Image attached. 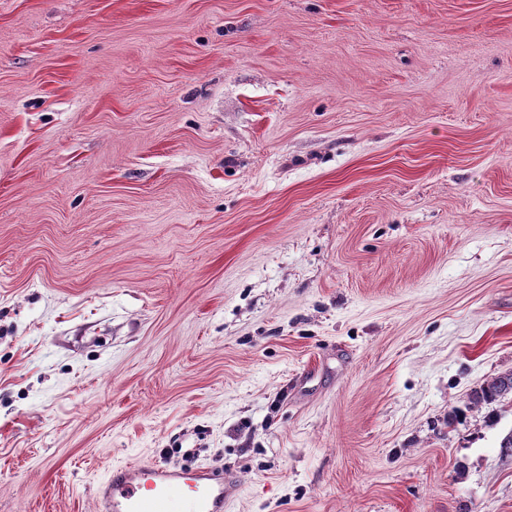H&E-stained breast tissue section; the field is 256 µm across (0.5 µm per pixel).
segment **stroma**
I'll use <instances>...</instances> for the list:
<instances>
[{
    "mask_svg": "<svg viewBox=\"0 0 512 512\" xmlns=\"http://www.w3.org/2000/svg\"><path fill=\"white\" fill-rule=\"evenodd\" d=\"M510 371L512 0H0V512H512ZM507 396L512 398V373H505L487 381L469 396V400L473 405L491 404ZM238 493L236 481L224 477L219 465L192 469L157 461L115 465L98 483V512H169L180 495L185 512H224Z\"/></svg>",
    "mask_w": 512,
    "mask_h": 512,
    "instance_id": "1",
    "label": "stroma"
}]
</instances>
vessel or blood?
Returning a JSON list of instances; mask_svg holds the SVG:
<instances>
[{"label": "vessel or blood", "instance_id": "obj_1", "mask_svg": "<svg viewBox=\"0 0 512 512\" xmlns=\"http://www.w3.org/2000/svg\"><path fill=\"white\" fill-rule=\"evenodd\" d=\"M238 493L235 480L219 465L192 469L157 461L113 466L95 491L97 512H169L181 498L184 512H225Z\"/></svg>", "mask_w": 512, "mask_h": 512}]
</instances>
